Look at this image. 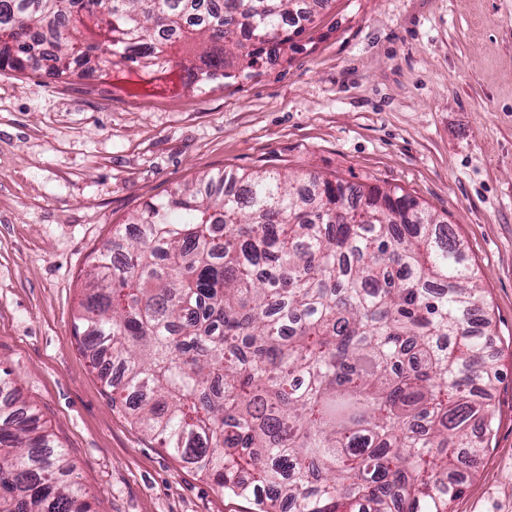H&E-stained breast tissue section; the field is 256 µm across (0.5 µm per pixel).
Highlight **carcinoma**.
Instances as JSON below:
<instances>
[{
	"label": "carcinoma",
	"instance_id": "1",
	"mask_svg": "<svg viewBox=\"0 0 512 512\" xmlns=\"http://www.w3.org/2000/svg\"><path fill=\"white\" fill-rule=\"evenodd\" d=\"M328 0H0V68L48 30L59 80L134 65L251 76ZM179 44L196 51L175 61ZM112 59L104 57L105 52ZM94 256L82 345L112 405L260 512H448L494 436L492 326L462 242L403 190L237 171L146 205ZM0 512H90L66 449L0 376Z\"/></svg>",
	"mask_w": 512,
	"mask_h": 512
}]
</instances>
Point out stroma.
<instances>
[{
  "mask_svg": "<svg viewBox=\"0 0 512 512\" xmlns=\"http://www.w3.org/2000/svg\"><path fill=\"white\" fill-rule=\"evenodd\" d=\"M397 186L487 297L496 433L450 512H512V0H329L257 75L173 95L0 70V370L94 512H256L114 409L75 325L93 257L146 203L229 171Z\"/></svg>",
  "mask_w": 512,
  "mask_h": 512,
  "instance_id": "35a3bbf8",
  "label": "stroma"
}]
</instances>
